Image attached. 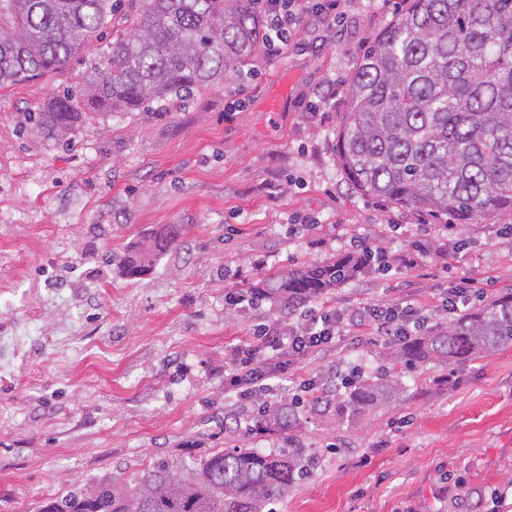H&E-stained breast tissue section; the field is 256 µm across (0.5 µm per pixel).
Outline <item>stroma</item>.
<instances>
[{
    "instance_id": "1",
    "label": "stroma",
    "mask_w": 512,
    "mask_h": 512,
    "mask_svg": "<svg viewBox=\"0 0 512 512\" xmlns=\"http://www.w3.org/2000/svg\"><path fill=\"white\" fill-rule=\"evenodd\" d=\"M406 7L346 0L335 23L305 20L300 48L259 59L246 82L94 116L66 144L22 122L82 82L85 57L0 89V512H38L161 454L284 447L273 432L225 435L224 417L248 420L252 405L228 394L224 371L253 325L295 318L225 296L348 253L351 237L383 247L387 265L317 307L409 297L430 329L448 325L442 299L460 278L492 269L486 298L512 291V235L489 233L512 214L445 235L441 220L353 189L340 164L349 80ZM166 224L185 232L144 275L108 264ZM415 244L427 253L410 269L402 257ZM391 345L377 334L340 345L277 396L314 378L335 398L337 373L374 371ZM400 382L402 394L351 424L305 403L289 443L318 464L280 512H512V349L407 368Z\"/></svg>"
}]
</instances>
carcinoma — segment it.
<instances>
[{"label":"carcinoma","mask_w":512,"mask_h":512,"mask_svg":"<svg viewBox=\"0 0 512 512\" xmlns=\"http://www.w3.org/2000/svg\"><path fill=\"white\" fill-rule=\"evenodd\" d=\"M121 27L85 81L27 113L62 140L87 114L143 112L189 100L241 74L265 49L261 0H0V88L67 67L109 27ZM338 156L352 187L460 224L512 213V0H410L349 81ZM183 235L166 224L120 259L136 278ZM374 270L340 256L239 293L254 306L296 311ZM512 348V292L466 310L448 327L397 343L387 365L346 382L336 416L348 421L400 392L397 366L484 357ZM297 402L258 404L250 430L289 434ZM315 461L299 448H210L179 464L159 457L126 484L89 480L38 512H278Z\"/></svg>","instance_id":"cac0c4a2"}]
</instances>
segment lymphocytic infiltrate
Instances as JSON below:
<instances>
[{
  "instance_id": "f902f5d3",
  "label": "lymphocytic infiltrate",
  "mask_w": 512,
  "mask_h": 512,
  "mask_svg": "<svg viewBox=\"0 0 512 512\" xmlns=\"http://www.w3.org/2000/svg\"><path fill=\"white\" fill-rule=\"evenodd\" d=\"M342 0H269L267 5L268 53H281L287 37L306 16L335 18ZM421 310L404 300L372 299L352 311L329 310L288 327L278 323L257 325L250 343L232 353L233 368L227 376L230 389L239 396L267 395L275 391L291 366L307 357L336 348L347 327L369 328L383 336L404 338L419 324Z\"/></svg>"
}]
</instances>
